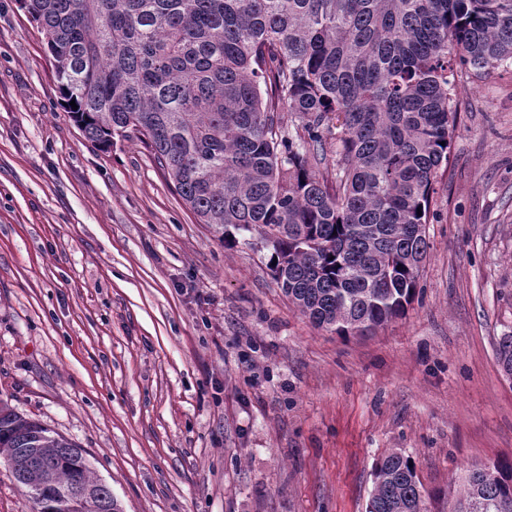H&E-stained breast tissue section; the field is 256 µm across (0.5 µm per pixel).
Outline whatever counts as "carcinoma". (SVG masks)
<instances>
[{"mask_svg": "<svg viewBox=\"0 0 512 512\" xmlns=\"http://www.w3.org/2000/svg\"><path fill=\"white\" fill-rule=\"evenodd\" d=\"M85 138L132 129L202 224L277 237L273 278L317 327L365 335L418 294L456 127L453 62H512V0H24ZM294 115L292 127L280 112ZM336 134L332 163L327 136ZM496 355L512 377V334ZM34 512H121L84 450L0 403V461ZM412 460L366 512H427ZM455 512H512V461Z\"/></svg>", "mask_w": 512, "mask_h": 512, "instance_id": "1", "label": "carcinoma"}]
</instances>
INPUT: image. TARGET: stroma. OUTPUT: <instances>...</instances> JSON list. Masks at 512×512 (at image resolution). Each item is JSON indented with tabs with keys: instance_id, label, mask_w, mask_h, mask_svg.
<instances>
[{
	"instance_id": "stroma-1",
	"label": "stroma",
	"mask_w": 512,
	"mask_h": 512,
	"mask_svg": "<svg viewBox=\"0 0 512 512\" xmlns=\"http://www.w3.org/2000/svg\"><path fill=\"white\" fill-rule=\"evenodd\" d=\"M453 98L420 292L344 339L136 135L88 141L0 0V402L78 444L123 512H365L393 449L453 512L469 469L512 459V64Z\"/></svg>"
}]
</instances>
